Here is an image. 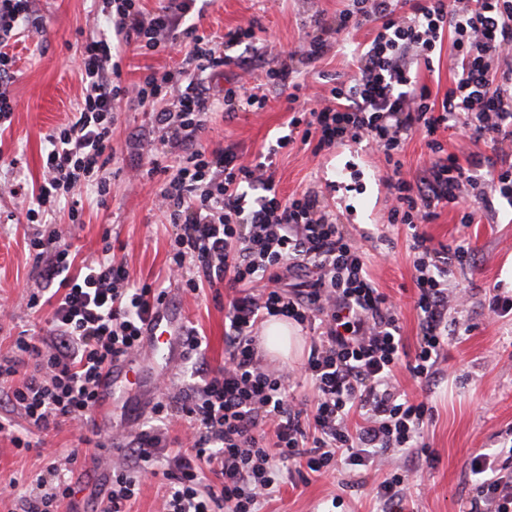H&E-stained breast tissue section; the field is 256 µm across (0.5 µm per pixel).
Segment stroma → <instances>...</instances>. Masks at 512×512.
<instances>
[{"instance_id":"35a3bbf8","label":"stroma","mask_w":512,"mask_h":512,"mask_svg":"<svg viewBox=\"0 0 512 512\" xmlns=\"http://www.w3.org/2000/svg\"><path fill=\"white\" fill-rule=\"evenodd\" d=\"M347 4L348 0H212L197 23L199 33L220 44L229 30L253 22V44L260 55L246 84L260 87L268 102L264 111L240 112L231 120L225 119L223 107H216L203 133L208 148H236L249 162L287 134L286 94L267 78L268 71L282 61L291 62L313 97L352 77L356 52L373 38L372 28L351 32L317 63H308L303 53L315 33L313 19L334 23ZM99 9V0H39L38 29L18 34L7 46L16 74L11 86L12 122L0 133V300L10 306L9 315L0 317L2 355L8 354L20 334L49 332V307L34 311L27 306L30 293L45 285L42 264L28 247L33 234L62 231L82 261L100 254L102 235L108 230L113 243L125 246L123 256L133 282H149L166 272L173 228L154 204L158 183L130 175L140 162L133 150L135 141L154 133L152 116L143 108L120 106L112 132V159L98 174L99 179L115 183L114 192L102 197L95 186H82L77 192L83 202L78 224L70 222L64 208L46 221L27 219L34 205L31 189L42 178L47 138L73 120L82 102L80 33L96 26ZM191 49L188 40L178 50L153 55L140 54L132 46L123 48L122 78L130 86L153 71L179 70ZM378 163L377 152L364 143L339 151L330 147L316 156L298 143L277 156V188L285 199L307 190L316 192L324 210L353 234L376 286L395 302L411 350L419 327L409 234L405 225L388 221L387 192L372 176ZM346 167L361 170L364 176L338 199L327 186L337 170ZM461 208L441 209L439 218L424 230L434 243L453 247L465 241L473 251L470 262L455 267L449 277L451 287L471 296L469 307L457 316L462 329L449 345L444 372L432 387L413 380L407 371L397 374L399 390L418 399L430 397L433 406L424 424V440L433 456L417 454L411 461L417 472L412 512H468L475 495L470 462L476 453L497 454L499 465L512 470V456L501 450L503 442L512 440V315L489 322L480 314L494 288L512 291V208L497 204V217L480 213L472 224L461 223ZM163 288L167 299L182 309L188 325L207 342L203 351L186 352L182 368L222 366L228 296H215L207 288L193 293L177 281L164 283ZM150 408V402L137 396H114L111 411L97 419L107 459L118 458L131 428L146 421ZM402 461L396 452L378 454L374 471L364 476L344 470L281 472L262 512H385L376 486ZM45 466L38 449L16 450L9 435L0 434V485L15 479L18 493H25Z\"/></svg>"}]
</instances>
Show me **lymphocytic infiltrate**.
<instances>
[{"instance_id":"1","label":"lymphocytic infiltrate","mask_w":512,"mask_h":512,"mask_svg":"<svg viewBox=\"0 0 512 512\" xmlns=\"http://www.w3.org/2000/svg\"><path fill=\"white\" fill-rule=\"evenodd\" d=\"M197 2L169 0L148 16L141 0H102L108 27L89 33L82 44L83 101L75 120L49 135L43 180L33 192L39 212H53L65 199L71 223H81L83 207L74 191L92 183L99 195L111 192L110 184L93 183L92 177L112 158L120 103L151 109L161 145L182 151L174 177H166L154 157L137 169L139 177L160 179L161 204L176 229L167 271L186 272L193 292L206 286L235 291L225 315L223 368L191 371L178 396L166 394L154 404V423L134 432L94 512H128L140 478L162 464L167 485L161 512H260L281 466L302 463L314 473L341 464L368 470L379 452L427 450L423 428L432 408L428 400L403 397L394 381L402 368L425 383L437 375L454 334L449 277L453 267L470 260L471 249L434 244L424 227L443 207L458 203L468 186L484 210L497 198L512 206V164L491 155L512 142V69L499 67L512 45V0H352L335 27H321L310 38L304 53L308 62H317L331 40L374 26L353 78L303 108L306 83L294 80L292 68L271 71V80L299 111L289 119L287 135L251 164L233 150H211L201 141L215 108L207 72L245 61L218 53L196 28L183 27ZM33 16V0H0V130L11 122L15 106V61L5 48L32 25ZM448 36L458 78L435 101L413 76L411 63L432 67ZM185 38L192 41L187 69L153 71L132 87L123 83L113 43L158 53ZM168 96L174 109L161 105ZM458 125L478 147L464 165L438 138L439 131ZM415 134L425 139L431 160L411 180L402 171L401 154ZM349 141L376 146L393 200L389 221L410 231L420 331L411 355L396 307L376 287L352 235L322 210L315 192L285 200L277 190L279 150L299 142L320 151ZM28 246L44 261L52 287L47 299L30 296L28 306H50V331L16 338L10 354L0 356V382H12L31 367L8 392L9 402L30 429L75 425L87 445L96 430L92 415L100 406L103 369L140 350L143 326L165 292L132 282L111 245L80 267L58 232L32 237ZM310 269L315 279L302 280ZM266 313L319 328L304 365L313 410L290 401L286 374L261 363L252 331ZM357 412L362 421L355 426L351 417ZM176 416L187 422L191 436L172 455L164 428ZM79 455L75 448L64 464L50 462L28 495L15 498L1 488L0 503L12 499L16 512H61L79 491L63 468L76 464ZM470 473L477 492L470 512H512V473L502 474L495 456L476 455Z\"/></svg>"}]
</instances>
